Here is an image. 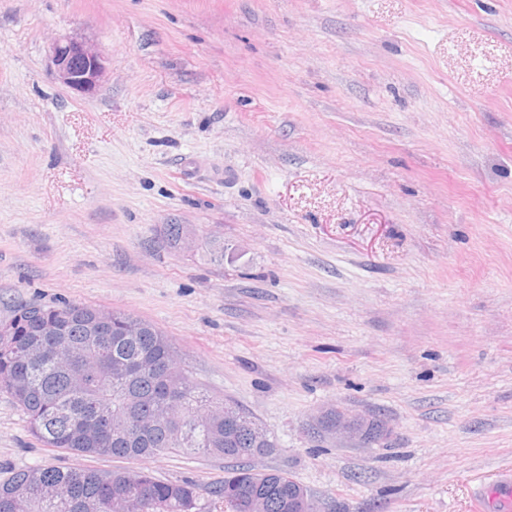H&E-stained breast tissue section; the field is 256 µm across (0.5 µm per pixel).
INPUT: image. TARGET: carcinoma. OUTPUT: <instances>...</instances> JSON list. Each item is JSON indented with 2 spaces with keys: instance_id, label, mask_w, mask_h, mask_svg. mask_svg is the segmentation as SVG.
Returning <instances> with one entry per match:
<instances>
[{
  "instance_id": "cac0c4a2",
  "label": "carcinoma",
  "mask_w": 512,
  "mask_h": 512,
  "mask_svg": "<svg viewBox=\"0 0 512 512\" xmlns=\"http://www.w3.org/2000/svg\"><path fill=\"white\" fill-rule=\"evenodd\" d=\"M14 349L0 350V392L7 393L27 417L29 431L44 445L96 456L148 458L172 453L221 458L224 481L212 494L223 499L241 489L262 500L261 512H284V498L296 481L278 469L264 473L249 467L248 448H276L270 436L257 443L256 418L235 403L212 398L195 382L177 390L171 378L184 373L167 336L151 323L128 329L133 317L77 303L50 306L29 302L10 318ZM37 347L59 365H40L20 351ZM237 423L224 426V409ZM120 416L152 427L142 437L118 434ZM166 419V425L157 423ZM59 486L71 489L78 503H97L126 494L140 512H205L196 484L162 481L149 471L34 467L0 482V512L22 488L32 512H74L49 499Z\"/></svg>"
}]
</instances>
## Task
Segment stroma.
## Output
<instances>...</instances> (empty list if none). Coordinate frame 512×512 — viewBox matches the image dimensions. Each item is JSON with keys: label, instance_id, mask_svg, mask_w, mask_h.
<instances>
[{"label": "stroma", "instance_id": "stroma-1", "mask_svg": "<svg viewBox=\"0 0 512 512\" xmlns=\"http://www.w3.org/2000/svg\"><path fill=\"white\" fill-rule=\"evenodd\" d=\"M66 34L94 93L50 73ZM34 301L163 331L320 502L472 512L512 468V0H0V320ZM334 405L388 434L318 437ZM39 466L229 512L222 459L49 448L0 392V480ZM53 79L82 94H91L107 78L104 56L85 38L72 35L55 39L49 47ZM180 226V233H179ZM179 235V238H178ZM163 237L166 243L172 248L192 249L196 244L194 232L186 224H167L164 225ZM177 242V243H176Z\"/></svg>", "mask_w": 512, "mask_h": 512}]
</instances>
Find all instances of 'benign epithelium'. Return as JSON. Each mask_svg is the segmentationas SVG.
<instances>
[{
	"mask_svg": "<svg viewBox=\"0 0 512 512\" xmlns=\"http://www.w3.org/2000/svg\"><path fill=\"white\" fill-rule=\"evenodd\" d=\"M48 58L53 79L78 93L91 94L106 81L104 56L80 36H65L53 41ZM371 420L368 412L349 413L344 419L336 421V427L327 432L326 437L340 443L369 447L375 443V437L355 428L353 422L367 424ZM289 508L292 512H326V507L304 489L298 490L289 499Z\"/></svg>",
	"mask_w": 512,
	"mask_h": 512,
	"instance_id": "7a95c632",
	"label": "benign epithelium"
}]
</instances>
